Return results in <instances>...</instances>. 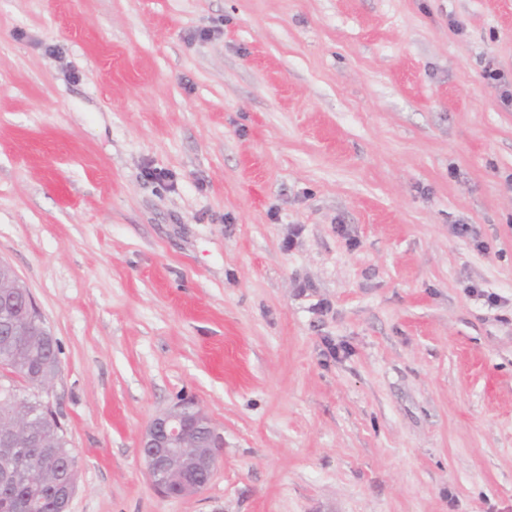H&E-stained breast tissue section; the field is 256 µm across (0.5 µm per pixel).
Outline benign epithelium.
Segmentation results:
<instances>
[{"label": "benign epithelium", "mask_w": 512, "mask_h": 512, "mask_svg": "<svg viewBox=\"0 0 512 512\" xmlns=\"http://www.w3.org/2000/svg\"><path fill=\"white\" fill-rule=\"evenodd\" d=\"M0 304L5 308L0 335L20 348L31 336L50 335L45 321L30 293L12 282L9 267L0 262ZM42 442L32 428L21 438L13 431L0 432V448L13 456L16 448L31 449L38 454ZM224 447V435L218 432L209 418L192 400H183L157 414L139 439L140 456L156 490L164 497L180 498L202 492L209 484L216 458ZM33 477L36 471L24 461H13L0 475V487L12 488L16 476ZM76 490L59 486L54 499L60 512H70Z\"/></svg>", "instance_id": "benign-epithelium-1"}]
</instances>
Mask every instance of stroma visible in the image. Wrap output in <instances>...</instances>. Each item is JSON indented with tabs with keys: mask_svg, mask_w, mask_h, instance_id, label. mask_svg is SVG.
<instances>
[{
	"mask_svg": "<svg viewBox=\"0 0 512 512\" xmlns=\"http://www.w3.org/2000/svg\"><path fill=\"white\" fill-rule=\"evenodd\" d=\"M489 67L512 0H0V262L71 512H512ZM182 399L224 447L172 499L138 441ZM0 262V291L1 288H13L19 296L21 309L10 311L14 303V296H11L10 289H4L2 305L5 308L4 322L0 326V335L6 338L14 347L21 348L27 342L29 336H40L45 338L51 336L45 321L36 307L32 296L26 289L12 282L11 269Z\"/></svg>",
	"mask_w": 512,
	"mask_h": 512,
	"instance_id": "obj_1",
	"label": "stroma"
}]
</instances>
